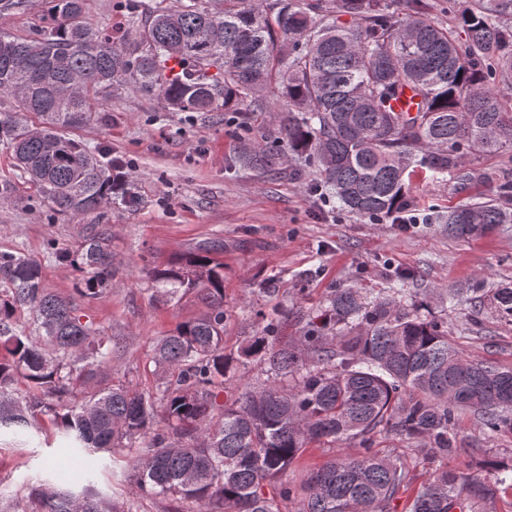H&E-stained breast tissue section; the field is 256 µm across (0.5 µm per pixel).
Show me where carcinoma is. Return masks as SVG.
Here are the masks:
<instances>
[{"label":"carcinoma","instance_id":"carcinoma-1","mask_svg":"<svg viewBox=\"0 0 512 512\" xmlns=\"http://www.w3.org/2000/svg\"><path fill=\"white\" fill-rule=\"evenodd\" d=\"M28 0H0V143L39 197L71 216L112 202L104 154L70 136L99 119L119 90L156 93L175 112H275L238 159L261 170L285 158L294 175L342 210L373 224L414 210L412 176L449 181L455 192L494 184L484 201L422 214L465 238L512 223V173L498 177L466 158L512 149V86L491 83L496 63L512 75V0H467L457 29L435 23L425 0H158L130 9L135 37L118 45L85 18L84 0H42L46 21L29 36L5 29ZM348 15L344 25L338 15ZM464 33L457 43L458 32ZM414 101L395 105L405 91ZM38 122L30 124L24 114ZM197 247L185 263L153 271L155 292H203L208 309L156 340V391L111 384L88 391L112 360V337L82 320L78 302L112 292L109 233L94 226L80 258L50 239L47 257L86 275L76 296L43 285L39 263L0 251V435L34 439L52 422L79 455L131 453L136 488L173 503V512H390L414 481V457L380 448L394 438L426 454L458 451L456 429L470 414L490 438L512 434V367L471 360L448 340V322L428 296L391 286L334 288L316 307L255 313L261 330L236 357L224 354V263ZM472 313L488 297L512 322V286L477 280ZM290 318L298 336H279ZM257 363L260 390L241 387L220 404L224 377ZM340 453L299 482L289 477L312 443ZM490 480L435 470L409 512H480L512 490V464L487 462ZM13 512H133L46 484L15 500Z\"/></svg>","mask_w":512,"mask_h":512}]
</instances>
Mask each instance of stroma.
I'll return each mask as SVG.
<instances>
[{
    "label": "stroma",
    "mask_w": 512,
    "mask_h": 512,
    "mask_svg": "<svg viewBox=\"0 0 512 512\" xmlns=\"http://www.w3.org/2000/svg\"><path fill=\"white\" fill-rule=\"evenodd\" d=\"M124 3L86 0V17L123 40ZM240 122L237 113L173 112L157 96L118 91L100 120L76 135L131 162L130 188L137 202L128 206L115 200L75 218L55 213L28 189L10 150L0 146V179L15 185L10 198L0 199V251L39 260L45 288L68 297L78 278L74 267L46 259L48 239L76 255L92 225L104 226L111 235L112 292L80 307L115 346L110 365L96 373L92 386L113 381L156 389L153 342L204 314L207 305L196 290L172 301L153 295L152 272L186 258L203 241L224 244V352L231 356L256 333L253 311L308 307L339 285L385 288L398 270L410 272L402 286L413 294L464 288L479 274L498 284L512 283V224L454 239L439 226L405 230L391 218L379 224L360 220L342 211L334 198L312 195L305 181L292 177L293 163H284L277 175L237 163L249 142ZM412 189L420 210L464 200L448 182L421 175L413 178ZM448 322L451 342L466 356L512 366V323L491 313L471 321L460 309ZM39 426L49 445L18 448L0 440V491L23 498L39 483L76 492L90 486L106 499L132 502L135 512H166L162 498L132 496V469L113 470L106 455L93 464L77 461L55 437L49 417H42ZM459 439L462 453L445 462H425L420 478L444 464L488 476L482 454L487 441L470 416L460 420Z\"/></svg>",
    "instance_id": "35a3bbf8"
}]
</instances>
